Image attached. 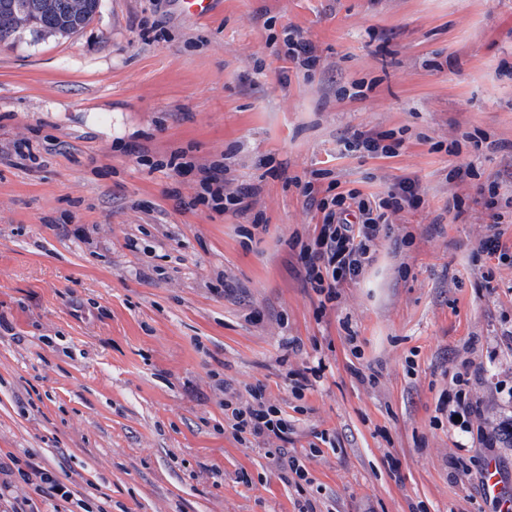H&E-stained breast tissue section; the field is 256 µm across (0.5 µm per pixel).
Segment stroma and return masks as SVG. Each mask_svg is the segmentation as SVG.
<instances>
[{"instance_id": "stroma-1", "label": "stroma", "mask_w": 512, "mask_h": 512, "mask_svg": "<svg viewBox=\"0 0 512 512\" xmlns=\"http://www.w3.org/2000/svg\"><path fill=\"white\" fill-rule=\"evenodd\" d=\"M356 130L404 142L344 154ZM177 151L256 186L251 210L189 208L191 178L139 161ZM468 166L478 180L452 178ZM317 169L423 198L324 307L291 247L320 222L298 187ZM493 180L512 195V0H218L205 18L100 0L74 34L0 44V451L68 471L106 512H494L483 468L511 486L512 441L484 447L441 409L464 374L485 426L512 419V263L480 253ZM318 364L295 398L288 372ZM215 371L267 386L310 485L233 437ZM284 43L287 47L285 56L299 63L307 73L316 70L319 58L314 53L313 46L299 35H293L288 29L284 30Z\"/></svg>"}]
</instances>
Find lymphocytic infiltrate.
Returning <instances> with one entry per match:
<instances>
[{"label": "lymphocytic infiltrate", "instance_id": "1", "mask_svg": "<svg viewBox=\"0 0 512 512\" xmlns=\"http://www.w3.org/2000/svg\"><path fill=\"white\" fill-rule=\"evenodd\" d=\"M167 166L180 176L200 172L194 204L223 213L243 214L251 210L256 188L243 183L234 190H226L223 164L214 163L200 169L194 162L172 159ZM321 180L328 183L327 193H320L317 187ZM301 190L306 198L313 200L321 215L313 237L299 244L304 281L324 303L335 302L338 288L356 281L372 263L380 241L388 235L393 217L422 203L415 180H400L385 197L379 198L356 189L340 190L328 169L317 170ZM478 194L495 224L482 241L481 249L486 256L505 258L497 230L506 218L499 185L494 181L480 185ZM224 420L237 441L252 446H266L274 439L287 440L290 429L286 412L269 401L267 387L260 382L242 394L225 390ZM18 477L33 485V495L18 496L14 484ZM66 504L91 512L82 499L76 498L71 477H59L12 454L0 458V512H62Z\"/></svg>", "mask_w": 512, "mask_h": 512}]
</instances>
